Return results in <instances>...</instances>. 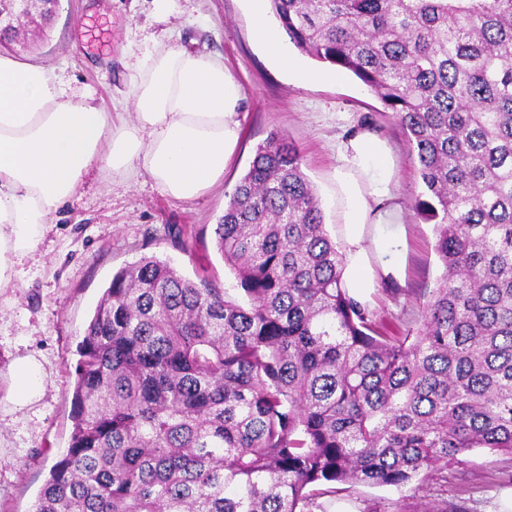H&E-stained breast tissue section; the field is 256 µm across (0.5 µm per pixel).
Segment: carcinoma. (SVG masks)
<instances>
[{"instance_id":"obj_1","label":"carcinoma","mask_w":512,"mask_h":512,"mask_svg":"<svg viewBox=\"0 0 512 512\" xmlns=\"http://www.w3.org/2000/svg\"><path fill=\"white\" fill-rule=\"evenodd\" d=\"M270 2L416 154L443 266L420 327L348 294L300 149L272 132L214 228L242 298L153 256L113 275L33 512H306L311 485L512 455V0Z\"/></svg>"}]
</instances>
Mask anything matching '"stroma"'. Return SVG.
Here are the masks:
<instances>
[{"label": "stroma", "instance_id": "1", "mask_svg": "<svg viewBox=\"0 0 512 512\" xmlns=\"http://www.w3.org/2000/svg\"><path fill=\"white\" fill-rule=\"evenodd\" d=\"M159 43L223 58L243 93L239 152L223 184L193 202L162 195L146 177L134 183L91 173L18 265L14 287L0 290V394L8 365L19 354L40 353L48 373L45 394L32 410L0 414V512H32L51 467L67 452L79 345L113 274L154 256L192 281L234 286L213 230L228 194L271 132L301 148L302 169L328 225L334 222L326 186L336 166V141L367 122L394 145L408 264L403 284L370 289L366 304L374 317L418 328L422 304L443 272L435 228L411 205L423 185L403 130L354 76L336 82L331 67L305 55L300 63L320 72V80L304 82L283 71L252 38L248 0H174L166 13L156 10L154 0H60L48 27H24L10 53L54 68L73 89L93 90L109 108L127 95L137 57ZM505 488H512V456L476 448L402 487H309L307 509L496 512Z\"/></svg>", "mask_w": 512, "mask_h": 512}]
</instances>
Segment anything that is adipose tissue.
Segmentation results:
<instances>
[{
    "mask_svg": "<svg viewBox=\"0 0 512 512\" xmlns=\"http://www.w3.org/2000/svg\"><path fill=\"white\" fill-rule=\"evenodd\" d=\"M253 37L285 71L298 62L285 34L250 0ZM134 109L114 120L93 94L72 90L53 68L0 55V289L33 252L57 212L93 170L133 180L148 176L166 196L196 201L224 181L241 136V88L221 57L170 45L138 57L130 81ZM400 173L389 140L360 126L336 146L332 195L350 295L403 282L408 229ZM6 402L22 412L43 397L40 355L16 356Z\"/></svg>",
    "mask_w": 512,
    "mask_h": 512,
    "instance_id": "ef3b65f1",
    "label": "adipose tissue"
}]
</instances>
